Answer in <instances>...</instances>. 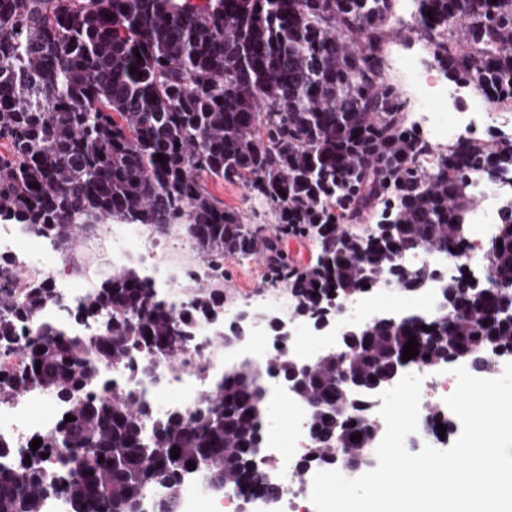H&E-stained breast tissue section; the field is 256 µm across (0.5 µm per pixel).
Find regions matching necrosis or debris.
Returning a JSON list of instances; mask_svg holds the SVG:
<instances>
[{
  "label": "necrosis or debris",
  "mask_w": 512,
  "mask_h": 512,
  "mask_svg": "<svg viewBox=\"0 0 512 512\" xmlns=\"http://www.w3.org/2000/svg\"><path fill=\"white\" fill-rule=\"evenodd\" d=\"M402 74L410 96L411 120L420 127L433 151L453 148L463 138L484 143V97L473 99L468 107H460L457 90L443 82L434 70L411 57L403 60ZM509 196H512V185L503 184L493 190L480 188V205L471 214L460 248L446 252L421 248L397 255V263L404 267L431 268L433 278L409 292L382 281L374 282L361 297L356 309L358 317L369 321L382 315L398 320L416 316L428 322L440 312L449 278L477 272L483 277V287H491L492 282L487 277V248L494 235L498 210ZM109 238L113 271H121L135 262L147 267L162 263L161 254L147 244L139 226L113 225ZM0 256L10 260L11 270L18 276L16 290H23L30 279L51 280L59 301L42 310L44 319L68 323L67 308L77 306L89 291L86 277L59 269L52 245L45 238L24 231L21 225L0 224ZM254 334V340L247 342L239 355L259 368L265 367L273 356L302 365L313 363L318 350L335 345L337 336L335 329L319 331L312 327L280 336L265 323L255 327ZM230 359V353L216 343L213 329L199 328L194 332L193 347L187 354L164 358L141 351L135 356V371L104 364L100 372L131 392L134 399L147 403L154 418L170 413L187 417L195 412L200 393L209 385L211 370ZM410 372L422 379L418 430L413 439L421 444H441L438 424L430 420L429 414L455 391L457 379L445 364L414 366ZM61 414L62 406L50 392L20 394L0 404V440L7 441L15 452H23L36 435L53 430ZM310 420L309 413L295 409L284 426L267 419L261 423L266 448L262 468L280 487L278 496L265 495L256 484L216 492L210 488L206 474L198 473L189 476L186 482L181 512H194L195 505L202 500L207 502L209 512H252L256 504L261 505L262 512H310L308 490L314 473L298 472L293 465L294 460L309 455L313 448Z\"/></svg>",
  "instance_id": "necrosis-or-debris-1"
}]
</instances>
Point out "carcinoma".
<instances>
[{
	"instance_id": "obj_1",
	"label": "carcinoma",
	"mask_w": 512,
	"mask_h": 512,
	"mask_svg": "<svg viewBox=\"0 0 512 512\" xmlns=\"http://www.w3.org/2000/svg\"><path fill=\"white\" fill-rule=\"evenodd\" d=\"M393 2L0 0V221L59 241L112 219L178 227L207 264V284L178 306L132 267L112 274L70 312L84 326L106 316L92 338L39 318L54 301L50 280L14 298L0 260V352L25 336L21 366L0 370V403L48 390L74 417L0 465V512H43L60 490L69 512H143L156 486L166 496L153 512H178L191 463L229 489L255 482L267 394L251 364L213 381L191 416L172 413L149 430V408L109 393L99 371L133 368L138 349L186 351L200 317L224 307V255L264 257L271 281H286L295 311L311 316L317 297H355L380 271L415 288L434 272L393 270L391 255L462 241L475 177L512 175V139H463L430 170L417 165L428 146L406 123L381 56L399 25ZM415 3L411 28L445 75L482 90L493 109L512 102V0ZM213 179L246 186L275 213L274 235L225 208ZM371 219L373 237L339 227ZM319 229L316 263L288 273L279 243ZM488 257L498 280L512 282V203ZM465 280L448 284L443 320L372 322L343 360L326 357L305 375L302 392L318 404L305 460L376 456L382 427L352 425L366 407L348 396L344 374L375 386L421 361L488 373L512 355V301ZM413 336L418 355L404 360Z\"/></svg>"
}]
</instances>
